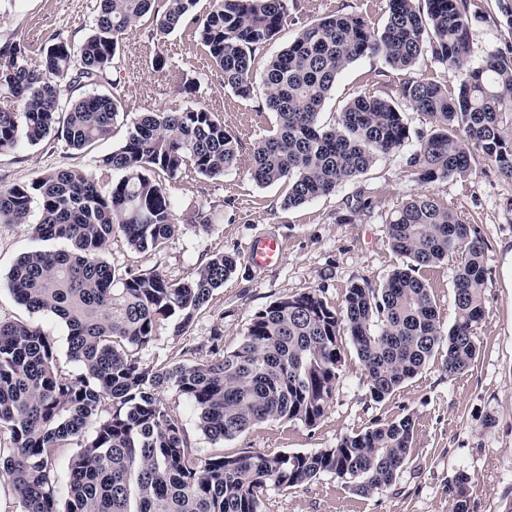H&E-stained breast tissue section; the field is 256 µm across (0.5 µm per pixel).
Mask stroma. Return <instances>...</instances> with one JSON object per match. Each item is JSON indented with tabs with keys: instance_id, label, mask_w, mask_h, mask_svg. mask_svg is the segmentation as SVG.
<instances>
[{
	"instance_id": "stroma-1",
	"label": "stroma",
	"mask_w": 512,
	"mask_h": 512,
	"mask_svg": "<svg viewBox=\"0 0 512 512\" xmlns=\"http://www.w3.org/2000/svg\"><path fill=\"white\" fill-rule=\"evenodd\" d=\"M480 9L470 21V65L497 50L512 49V31L489 21L495 0H477ZM276 39L256 59L262 70L266 58L291 43L306 24L342 11L358 14L375 28L386 20L385 0H296ZM95 0H0V44L23 40L32 58H39L50 35L82 38L91 28ZM164 53L168 70L152 67L155 53ZM113 77L125 98V115L111 136L92 153L70 149L47 138L36 145L21 144L0 152V186L30 182L38 174L58 168L93 172L95 157L111 153L124 141L138 113L170 111L192 105L194 99L212 104L224 123L241 138L244 147L271 134L274 113L265 109L263 92L243 101L225 89L203 52L186 34L173 32L163 39L149 36L146 27L128 32L116 56ZM404 75L383 58L367 57L350 65L337 78L323 112L332 117L361 92L397 95ZM199 85L197 98L182 90L185 80ZM417 147L409 142L397 153L381 157L366 174L338 188L334 194L295 208L283 207L286 184L256 185L245 169L219 180L185 177L174 181L178 200V233L160 253L137 252L123 237H114L103 257L118 268L155 269L172 279L187 277L201 261L217 252H240L241 267L216 291L209 306L195 319L189 335L161 332L144 355L159 363L182 347L204 342L213 329L224 332V347L240 345L254 315L277 299L312 289L323 290L333 306H340L347 289L368 281L378 285L406 260L389 244L386 221L416 192L430 194L481 230L485 242L486 314L478 334L480 353L464 376L448 378L440 359H432L413 379L384 401L370 397L368 381L354 354H347L336 393L321 422L313 427L298 422L267 421L225 441L226 452L244 448L314 452L335 446L340 438L361 432L376 421L404 414L416 418L415 454L388 489L362 497L335 477L326 475L286 492H270L266 512H451L448 485L457 471L470 476L473 512H501L512 500V180L499 175L482 158H475L464 177L427 186L414 182L408 164ZM366 190L369 212L351 214L349 196ZM214 215L209 229L191 222L198 207ZM274 235L283 244V258L260 268L249 259L250 244ZM62 240L35 239L28 225L0 224V320H21L51 337L59 357L67 355L68 330L47 312H32L18 304L7 288V277L17 260L34 250H64ZM493 424H485V416Z\"/></svg>"
}]
</instances>
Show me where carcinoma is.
I'll return each mask as SVG.
<instances>
[{
    "mask_svg": "<svg viewBox=\"0 0 512 512\" xmlns=\"http://www.w3.org/2000/svg\"><path fill=\"white\" fill-rule=\"evenodd\" d=\"M97 0L91 32L81 41L48 40L38 63L29 46H0V152L57 137L89 151L112 134L123 111L111 83L119 40L141 23L162 37L184 29L224 87L242 100L256 92V56L279 33L294 0ZM472 0H386L373 28L335 12L305 25L271 57L261 75L271 135L255 143L248 164L259 186L288 185L283 206L330 195L367 173L410 138L403 105L429 119L417 133L410 166L420 184L471 170L481 156L512 180V57L488 54L468 64ZM494 21L512 31V0H495ZM429 54L457 91L415 72ZM379 56L405 73L398 97L363 92L331 122L324 103L338 76ZM94 92L62 101V85ZM243 143L214 107L148 110L131 121L122 145L95 160V173L47 171L0 187V224H31L42 240L71 250H35L8 276L15 300L50 312L68 328L67 358L52 339L23 321H0V489L17 512H264L269 491H288L330 474L368 497L393 485L414 453L412 414L377 421L332 448L300 453L219 448L202 454L166 402L173 390L198 412L213 444L266 421L317 425L326 415L346 348L356 355L374 401L415 377L438 352L448 378L463 376L479 354L485 318V240L478 227L428 194L417 193L387 220L392 248L408 259L377 287L354 283L340 308L314 289L282 297L257 312L235 349L224 331L160 364L143 360L163 330L184 336L214 292L237 271L241 254L217 253L187 280L157 270L118 269L102 253L116 234L134 251L166 249L176 231L169 185L189 173L220 179L240 167ZM121 173L117 180L113 173ZM453 264L455 318L440 322L431 288L417 272ZM193 355L190 363L185 354ZM93 431L87 432L88 425ZM74 442L67 497L60 500L54 461ZM470 477L448 485L452 512H472Z\"/></svg>",
    "mask_w": 512,
    "mask_h": 512,
    "instance_id": "obj_1",
    "label": "carcinoma"
}]
</instances>
